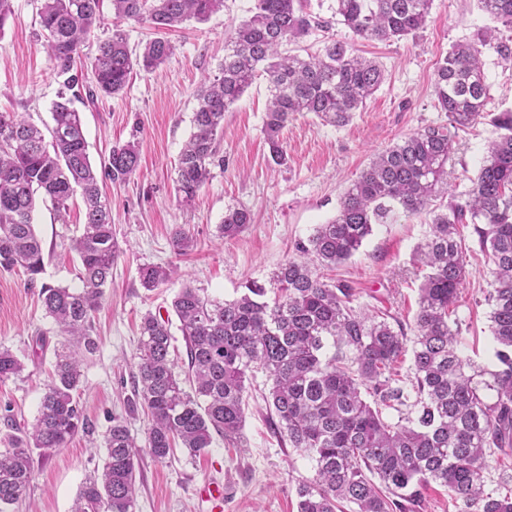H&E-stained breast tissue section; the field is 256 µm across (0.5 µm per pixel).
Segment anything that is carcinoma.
<instances>
[{
  "label": "carcinoma",
  "instance_id": "1",
  "mask_svg": "<svg viewBox=\"0 0 512 512\" xmlns=\"http://www.w3.org/2000/svg\"><path fill=\"white\" fill-rule=\"evenodd\" d=\"M335 2L338 22L353 36L394 41L426 26L434 0ZM479 2L512 28V0ZM100 7L101 0H44L45 49L72 91L54 102L49 135L21 112H0V268L24 269L31 284L44 270L43 242L33 223L36 195L50 200L63 223L76 191L85 204L83 231L72 240L81 286L41 285L46 314L65 341L35 421L11 425L10 447L0 450V512H12L26 494L33 450L50 456L89 430L76 392L84 357L97 349L92 321L120 252L100 183H123L140 166L138 147L128 141L113 145L96 169L74 106L85 82L76 59L102 24ZM223 8L224 0H112L117 23L90 62L92 94L119 95L134 71L152 73L173 53L171 43L158 36L133 54L120 22L162 33L205 22ZM322 26L308 0H252L248 17L225 41L219 75L196 91L193 131L175 167L181 203L191 204L212 168L224 165L218 149L224 113L259 75L268 80L264 130L277 165L287 162L280 132L295 113L312 112L342 127L380 89L384 69L354 54L344 39L326 41L321 53L308 59L282 54V46ZM487 46L502 60H512V39L495 41L490 30L448 50L436 64L433 82L437 108L448 113V124L428 125L370 160L341 195L336 215L316 225L272 273L273 301L254 280L230 301L211 299L191 286L181 289L172 308L186 344L185 379L170 359L169 321L144 316L133 404L150 418L145 448L155 461H165L178 445L196 457L211 447L215 434L240 441L248 374L260 370L275 429L315 462L313 479L297 487L298 512H337L342 502L355 505V512H420L433 483L448 487L460 512H512V493L486 488L487 454L512 456V111L494 117L498 136L468 189L436 204L448 193L452 130L470 126L484 112L489 86L481 56ZM401 213L430 216L429 236L416 251L423 275L410 349L401 323L354 309L347 284L327 282L317 273L320 266L350 260L374 226L392 224ZM249 223L247 209L229 208L220 236L234 237ZM462 224L473 226L492 277L484 301L497 364L488 371L463 358L460 328L448 322L469 274L459 238ZM170 275V268L158 265L139 270L148 291ZM408 352L411 375L404 382L393 370ZM24 370L10 350L0 349V382ZM408 384L416 393L415 416L404 425L387 422L382 410L403 405ZM103 444V469L81 487L72 512H133L140 449L127 422L112 419Z\"/></svg>",
  "mask_w": 512,
  "mask_h": 512
}]
</instances>
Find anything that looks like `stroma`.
I'll use <instances>...</instances> for the list:
<instances>
[{
  "mask_svg": "<svg viewBox=\"0 0 512 512\" xmlns=\"http://www.w3.org/2000/svg\"><path fill=\"white\" fill-rule=\"evenodd\" d=\"M42 3L13 0L14 14L0 33V110L29 113L39 125L50 123L52 106L64 89L43 49L38 24ZM250 4L225 0L223 11L209 21L169 32L175 52L165 64L150 74H134L116 97L77 105L93 165L107 159L113 144L127 141L137 143L141 165L126 183L102 184L122 252L93 323L99 348L83 365L78 391L90 431L78 433L69 447L49 457H35L30 487L15 512H71L85 481L102 466L103 437L113 419L128 420L137 442H144L148 417L129 403L142 317H170L171 302L186 285L208 297L231 300L247 281L268 282L277 266L293 255L297 241L335 216L340 195L375 153L425 126L447 123V113L435 106L437 62L453 43L495 27L478 0H435L425 29L399 41H364L337 23L334 0H309L310 11L327 26L304 37L295 52L313 55L327 37L343 38L357 54L384 68L385 82L345 126L323 124L311 112L293 115L280 134L288 161L279 166L271 159L264 134L268 83L266 76H259L224 114L219 144L223 167L213 168L192 205H181L174 167L192 131L194 93L205 78L218 75L225 39L246 17ZM482 59L489 99L478 122L456 140L448 169L452 195L464 192L477 174L488 143L497 135L494 117L512 110V62L489 47ZM231 207L248 209L252 222L238 236L223 240L218 227ZM82 227L81 197L71 200L65 224L55 221L50 204L38 203L35 229L45 248L41 283L78 286L80 262L71 242ZM178 228L194 241L183 255L171 246ZM428 232L423 214L375 226L359 253L324 275L352 288L354 307L380 311L412 326L420 283L415 253ZM461 235L469 274L450 318L461 328L464 357L489 369L495 363L484 303L489 267L471 226H463ZM144 264L169 265L175 273L149 292L138 278ZM39 291V285H28L23 269H0V348L25 364L20 376L0 382V440L10 432L9 422L34 421L54 352L64 341L46 316ZM247 387L241 442L218 437L200 456L191 458L178 450L162 463L141 454L135 512H211V503L199 495L211 481L230 489L222 512H297V487L312 479L314 463L275 433L262 398L263 376L249 379Z\"/></svg>",
  "mask_w": 512,
  "mask_h": 512,
  "instance_id": "stroma-1",
  "label": "stroma"
}]
</instances>
